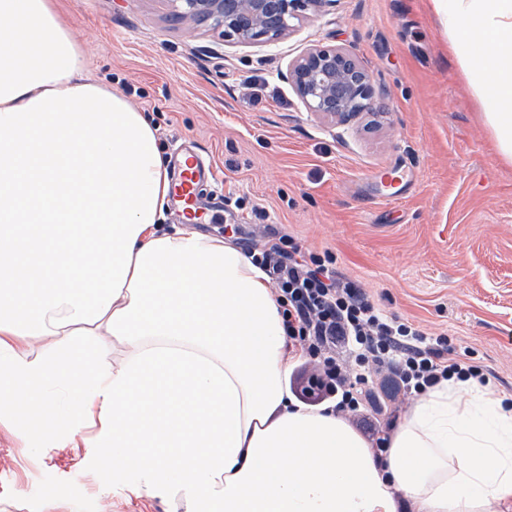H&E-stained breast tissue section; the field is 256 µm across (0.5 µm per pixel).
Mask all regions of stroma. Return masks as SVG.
I'll use <instances>...</instances> for the list:
<instances>
[{
  "mask_svg": "<svg viewBox=\"0 0 512 512\" xmlns=\"http://www.w3.org/2000/svg\"><path fill=\"white\" fill-rule=\"evenodd\" d=\"M57 3L87 76L151 117L165 157L188 143L213 161L201 229L244 250L270 227L331 254L387 314L470 348L489 387L512 394V165L493 150L431 0H335L269 45L223 42L166 0ZM315 44L371 73L381 127L335 129L307 113L285 74ZM255 76L270 88L244 98ZM376 170L396 172L398 201ZM100 459L78 437L34 450L0 418V512H175L104 479Z\"/></svg>",
  "mask_w": 512,
  "mask_h": 512,
  "instance_id": "stroma-1",
  "label": "stroma"
}]
</instances>
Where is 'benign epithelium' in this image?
I'll use <instances>...</instances> for the list:
<instances>
[{
    "mask_svg": "<svg viewBox=\"0 0 512 512\" xmlns=\"http://www.w3.org/2000/svg\"><path fill=\"white\" fill-rule=\"evenodd\" d=\"M335 0H167L172 12L192 23H206L226 41L267 45L294 22L317 15ZM288 81L307 112L344 126L367 114L377 116L369 71L346 51L316 45L288 68Z\"/></svg>",
    "mask_w": 512,
    "mask_h": 512,
    "instance_id": "1",
    "label": "benign epithelium"
}]
</instances>
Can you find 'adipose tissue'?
Instances as JSON below:
<instances>
[{
  "label": "adipose tissue",
  "mask_w": 512,
  "mask_h": 512,
  "mask_svg": "<svg viewBox=\"0 0 512 512\" xmlns=\"http://www.w3.org/2000/svg\"><path fill=\"white\" fill-rule=\"evenodd\" d=\"M432 3L512 164V0ZM169 190L154 125L86 77L55 0H0V416L94 428L113 478L186 512H512L506 395L441 381L376 459L343 415L292 401L267 275L165 230Z\"/></svg>",
  "instance_id": "adipose-tissue-1"
}]
</instances>
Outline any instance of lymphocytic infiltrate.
Listing matches in <instances>:
<instances>
[{
	"instance_id": "1",
	"label": "lymphocytic infiltrate",
	"mask_w": 512,
	"mask_h": 512,
	"mask_svg": "<svg viewBox=\"0 0 512 512\" xmlns=\"http://www.w3.org/2000/svg\"><path fill=\"white\" fill-rule=\"evenodd\" d=\"M253 258L275 287L289 342L314 366L307 387L292 390L301 404L361 412L376 402L371 371L386 373L408 398L453 376L485 382L470 350L384 314L330 258L302 250L292 236L267 235Z\"/></svg>"
}]
</instances>
